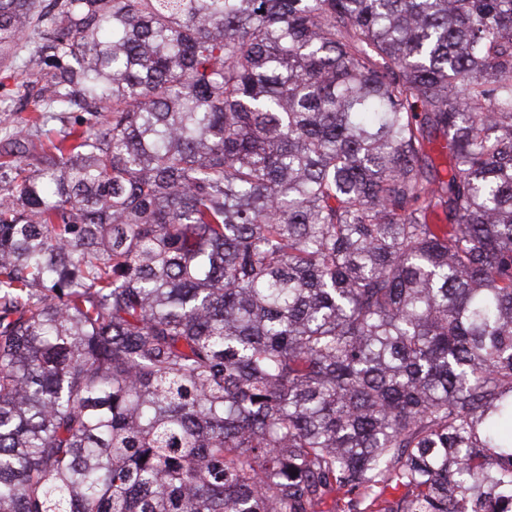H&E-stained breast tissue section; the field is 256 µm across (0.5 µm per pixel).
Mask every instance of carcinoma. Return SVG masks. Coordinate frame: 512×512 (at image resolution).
I'll return each instance as SVG.
<instances>
[{"instance_id": "cac0c4a2", "label": "carcinoma", "mask_w": 512, "mask_h": 512, "mask_svg": "<svg viewBox=\"0 0 512 512\" xmlns=\"http://www.w3.org/2000/svg\"><path fill=\"white\" fill-rule=\"evenodd\" d=\"M22 43L0 512H512V0H0Z\"/></svg>"}]
</instances>
